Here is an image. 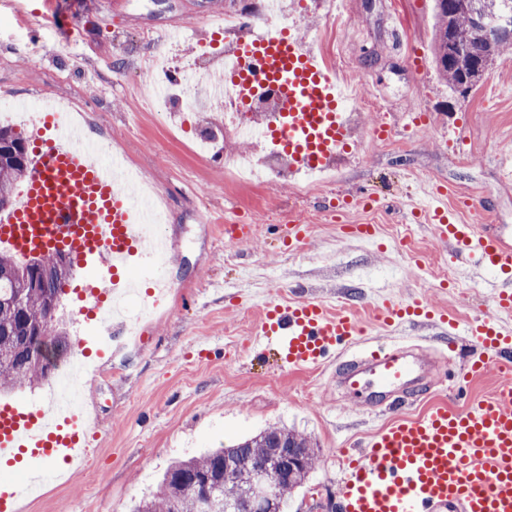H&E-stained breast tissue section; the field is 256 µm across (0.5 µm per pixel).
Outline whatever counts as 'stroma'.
I'll list each match as a JSON object with an SVG mask.
<instances>
[{
  "label": "stroma",
  "instance_id": "35a3bbf8",
  "mask_svg": "<svg viewBox=\"0 0 512 512\" xmlns=\"http://www.w3.org/2000/svg\"><path fill=\"white\" fill-rule=\"evenodd\" d=\"M263 2L77 0L78 18L63 39L46 19L48 0H0V97L64 95L81 103L88 137L124 144L143 181L166 198L161 232L174 244L166 308L141 321L142 341L93 357L97 375L83 402L97 427L85 463L55 481L49 496L22 497V512H125L155 490L172 461L271 425L317 444L318 464L288 508L317 512L341 501V450L432 403L463 409L495 391L492 373L462 395L457 383L482 354L466 325L491 308L496 280L476 263L458 262L411 210L424 187L435 185L446 189L445 203L462 223L492 224L512 236V181L501 172L512 158V52L463 96L435 72L432 0H347L341 17L324 7L305 17L295 0H282L306 45L317 47L333 32L341 77L380 110L361 113L334 183L302 193L283 178L231 192L223 161L202 166L167 145L157 105L138 97L149 85L140 66L150 55L169 52L184 62L199 45H232L235 35L218 29L217 8L236 15ZM192 122L227 149L256 150L225 126L223 113L198 112ZM362 187L374 189L373 206L337 210V201ZM256 196L265 199L263 221L248 241L227 243L225 216ZM464 200L472 210H459ZM297 214L312 219L299 248L271 231ZM423 297L454 315L451 334L406 322L382 337L387 345L417 341L445 350L421 396L372 410L346 397L334 363L292 370L254 355L266 301L317 300L332 312L347 306L370 324L379 304Z\"/></svg>",
  "mask_w": 512,
  "mask_h": 512
}]
</instances>
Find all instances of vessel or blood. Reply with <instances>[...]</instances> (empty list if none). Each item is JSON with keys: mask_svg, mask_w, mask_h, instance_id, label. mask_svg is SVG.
Wrapping results in <instances>:
<instances>
[{"mask_svg": "<svg viewBox=\"0 0 512 512\" xmlns=\"http://www.w3.org/2000/svg\"><path fill=\"white\" fill-rule=\"evenodd\" d=\"M242 63L232 84L237 107L256 88L278 96L280 121L268 136L273 149L295 161V173L330 168L340 155L348 129L338 100L345 94L335 74L310 51L296 26L249 30L235 44ZM44 132L9 204L0 209V249L18 259L68 252L79 265L96 270L97 284L82 297L79 315L97 316L110 291L125 288L123 269L147 258L155 237L145 235V214L125 190L126 179L112 162L88 148L82 129L43 119ZM440 239L454 243L461 259L502 273L494 308L472 330L487 358L468 365L463 380L496 371L499 384L489 398L461 412L436 404L376 431L363 449L347 454L337 474L341 512H512V334L502 331L500 313L512 314V246L480 224L440 219ZM424 302L382 305L378 320L391 325L423 310ZM365 334L352 313L328 312L315 300L266 302L256 343L274 339L279 361L290 368L315 369ZM433 360L422 349L372 343L338 369L342 386L367 404L397 392L423 390ZM68 404H0V460L30 452L45 468L76 466L85 443Z\"/></svg>", "mask_w": 512, "mask_h": 512, "instance_id": "1", "label": "vessel or blood"}]
</instances>
